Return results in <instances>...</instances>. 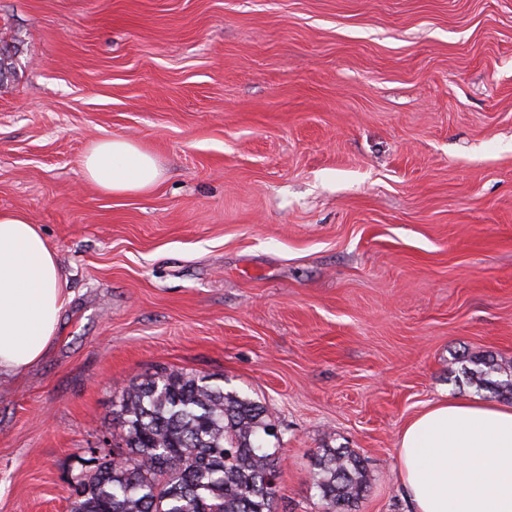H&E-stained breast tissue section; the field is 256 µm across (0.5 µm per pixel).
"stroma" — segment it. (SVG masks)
I'll use <instances>...</instances> for the list:
<instances>
[{
	"label": "stroma",
	"instance_id": "35a3bbf8",
	"mask_svg": "<svg viewBox=\"0 0 512 512\" xmlns=\"http://www.w3.org/2000/svg\"><path fill=\"white\" fill-rule=\"evenodd\" d=\"M0 211L72 299L49 355L0 376V512H69L132 379L179 368L266 406L278 512H322L350 448L357 512H410L399 434L490 400L512 362V0H0ZM157 160L113 196L83 154ZM86 181L111 195L142 193L155 187L161 172L156 159L127 138L97 141L81 161ZM473 365L465 367L464 373L477 387L491 392L495 397L512 400V366H502L493 357L475 358L467 360ZM496 375V379L492 377ZM371 485V477L354 450L323 448L312 475V488L324 512H352Z\"/></svg>",
	"mask_w": 512,
	"mask_h": 512
}]
</instances>
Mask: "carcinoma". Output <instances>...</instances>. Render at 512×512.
<instances>
[{
    "mask_svg": "<svg viewBox=\"0 0 512 512\" xmlns=\"http://www.w3.org/2000/svg\"><path fill=\"white\" fill-rule=\"evenodd\" d=\"M476 386L512 400V366L469 360ZM123 434L81 471L70 512H277L270 478L280 457L264 446L267 409L182 370L132 380L118 398ZM371 485L351 449H321L312 488L324 512H354Z\"/></svg>",
    "mask_w": 512,
    "mask_h": 512,
    "instance_id": "cac0c4a2",
    "label": "carcinoma"
}]
</instances>
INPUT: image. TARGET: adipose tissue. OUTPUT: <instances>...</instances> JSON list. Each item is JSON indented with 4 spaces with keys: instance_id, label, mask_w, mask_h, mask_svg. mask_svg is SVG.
Instances as JSON below:
<instances>
[{
    "instance_id": "1",
    "label": "adipose tissue",
    "mask_w": 512,
    "mask_h": 512,
    "mask_svg": "<svg viewBox=\"0 0 512 512\" xmlns=\"http://www.w3.org/2000/svg\"><path fill=\"white\" fill-rule=\"evenodd\" d=\"M86 181L111 195L142 193L161 172L133 141H97L81 161ZM61 267L37 225L0 213V373L49 350L70 302ZM412 512H512V404L445 398L403 426L398 448Z\"/></svg>"
}]
</instances>
